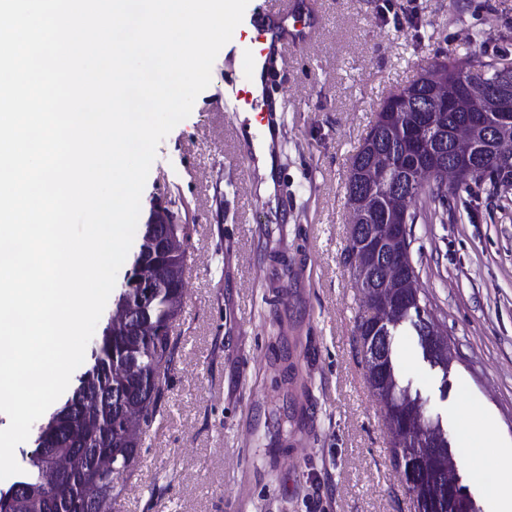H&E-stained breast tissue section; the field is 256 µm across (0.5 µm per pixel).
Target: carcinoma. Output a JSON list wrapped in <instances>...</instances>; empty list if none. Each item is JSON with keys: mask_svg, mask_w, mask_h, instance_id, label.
<instances>
[{"mask_svg": "<svg viewBox=\"0 0 512 512\" xmlns=\"http://www.w3.org/2000/svg\"><path fill=\"white\" fill-rule=\"evenodd\" d=\"M471 83L469 74L448 75V93L468 96ZM401 98L407 103V110L402 118L395 122L375 121L370 128L356 155H362L375 148L392 155L393 161L400 159V152L410 141L421 122V112L414 104L424 102L429 105L428 115L434 124L435 132L427 139L426 146L434 151L442 150L448 159L459 161L471 173L456 183L453 190H448V181L442 177L432 180H417L416 173L394 167L380 175L374 183L372 192L358 198V208H363L370 215L373 224L390 223L403 213H408L409 224L417 223L419 212L409 210V203L419 197L425 202L448 209V196H456L469 183H489L492 191L506 192L512 190V160H496L495 152L486 149L474 153L456 143L454 132L463 121L464 113L452 111L437 104L431 89L417 81L400 91ZM471 110L481 112L489 124L498 122L500 112L504 111L501 100L494 96L491 87H485L477 96L468 101ZM176 245L172 246L167 259L166 278L159 280L149 289L145 297L144 316L148 320L151 333L148 336L120 333L115 336L102 337L101 364H92L79 377L77 387L71 396L56 409L46 421L51 427L54 420H68L70 437L57 444V450L66 454L72 448L94 450L104 447L103 434L112 435V470L103 478L104 492L98 503L97 512H112L113 504L124 488V480L130 475L138 462V453L144 429L134 435L124 426L123 414L115 408L120 394L128 389L139 388V398L134 405L139 407L142 422L150 426L164 407L166 375L172 368L176 353V342L170 336L173 319L178 315L183 304L181 284L185 267L182 246L189 241L188 227L178 224L174 228ZM412 233L405 234V239L392 246V258L409 262L411 258ZM404 305V315L388 327V335L393 337L409 326L417 336L423 358L432 366L439 367L443 375H448V358L433 353L425 343L427 327L420 318L419 307L427 306L430 300L423 295L415 297L409 289ZM117 357L125 366V375L121 379L112 377L108 365L112 357ZM384 409L385 426L400 422L403 410L414 411L424 407L419 393L401 381L400 370L387 358V367L382 384L374 392ZM427 436L420 439L412 437L395 442L390 449L391 460L402 459L404 469L419 456H428L434 462V470L429 475L418 479L406 487L408 493L416 495V509L430 506L432 512H467L463 501L452 496L442 481L443 471L449 465L457 464L455 449L448 448V434L441 428L439 420L425 417ZM48 475L46 462L38 454L30 458L23 482L29 487L30 495L24 500L0 504V512H41L43 505L39 494ZM79 476L72 478L68 499L50 508L49 512H81L78 488Z\"/></svg>", "mask_w": 512, "mask_h": 512, "instance_id": "1", "label": "carcinoma"}]
</instances>
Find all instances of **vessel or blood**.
Here are the masks:
<instances>
[{"mask_svg": "<svg viewBox=\"0 0 512 512\" xmlns=\"http://www.w3.org/2000/svg\"><path fill=\"white\" fill-rule=\"evenodd\" d=\"M315 16L319 13L318 0H275V6L253 14L249 23L256 35L255 42L246 45L243 61L245 77L231 79L225 83V97L229 100L244 102L257 124H264L270 112L262 97L253 95L251 86L262 59L269 52L287 56L304 45L310 38L309 30L289 28V21L297 20L300 13Z\"/></svg>", "mask_w": 512, "mask_h": 512, "instance_id": "b4317fda", "label": "vessel or blood"}]
</instances>
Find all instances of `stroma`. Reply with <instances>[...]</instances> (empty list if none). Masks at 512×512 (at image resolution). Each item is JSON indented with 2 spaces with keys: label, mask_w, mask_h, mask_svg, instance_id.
Returning <instances> with one entry per match:
<instances>
[{
  "label": "stroma",
  "mask_w": 512,
  "mask_h": 512,
  "mask_svg": "<svg viewBox=\"0 0 512 512\" xmlns=\"http://www.w3.org/2000/svg\"><path fill=\"white\" fill-rule=\"evenodd\" d=\"M321 2L300 18L319 28L312 43L269 61L271 176L245 168L251 142L227 131L245 118L220 108L240 63L230 43L157 148L139 221L168 201L189 225L184 304L163 414L114 512H415L354 335L368 302L347 260L345 178L423 60L512 59V0ZM411 257L457 359L442 378L407 334L393 357L452 444L468 436L459 472L494 512L484 486L508 478L478 419L493 416L512 448V192H460L444 218L413 225Z\"/></svg>",
  "instance_id": "stroma-1"
}]
</instances>
